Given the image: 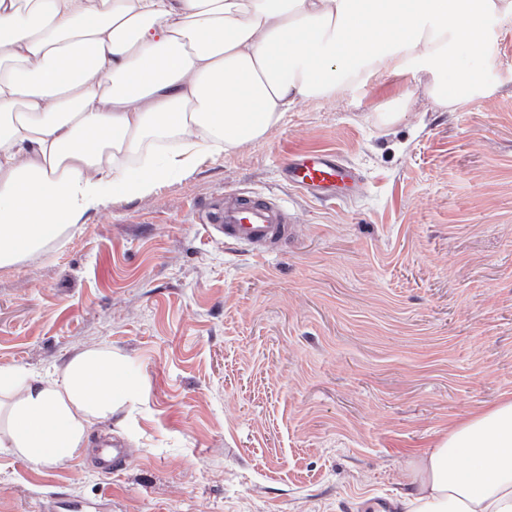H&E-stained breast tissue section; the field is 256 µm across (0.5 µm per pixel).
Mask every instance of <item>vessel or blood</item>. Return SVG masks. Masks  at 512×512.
<instances>
[{
    "label": "vessel or blood",
    "instance_id": "obj_1",
    "mask_svg": "<svg viewBox=\"0 0 512 512\" xmlns=\"http://www.w3.org/2000/svg\"><path fill=\"white\" fill-rule=\"evenodd\" d=\"M286 173L289 181L307 193L330 190L350 176L342 163L324 154L291 157ZM202 221L222 230L225 238L252 246L274 242L293 232V220L276 198L236 190L225 193L223 206L205 212Z\"/></svg>",
    "mask_w": 512,
    "mask_h": 512
}]
</instances>
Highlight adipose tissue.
<instances>
[{
    "instance_id": "adipose-tissue-1",
    "label": "adipose tissue",
    "mask_w": 512,
    "mask_h": 512,
    "mask_svg": "<svg viewBox=\"0 0 512 512\" xmlns=\"http://www.w3.org/2000/svg\"><path fill=\"white\" fill-rule=\"evenodd\" d=\"M493 17L512 0H0V268L374 74L453 107L476 89L456 50ZM135 389L108 346L45 375L0 366V450L83 456ZM409 485L410 512H512V398L452 425Z\"/></svg>"
}]
</instances>
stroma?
<instances>
[{
  "label": "stroma",
  "mask_w": 512,
  "mask_h": 512,
  "mask_svg": "<svg viewBox=\"0 0 512 512\" xmlns=\"http://www.w3.org/2000/svg\"><path fill=\"white\" fill-rule=\"evenodd\" d=\"M458 60L484 89L455 108L373 75L1 268L0 366L107 345L138 390L90 434L125 445L120 473L2 450L0 512H371L511 395L512 21ZM297 153L349 168L336 202L288 184ZM228 190L278 198L294 235L262 256L225 240L201 216Z\"/></svg>",
  "instance_id": "obj_1"
}]
</instances>
